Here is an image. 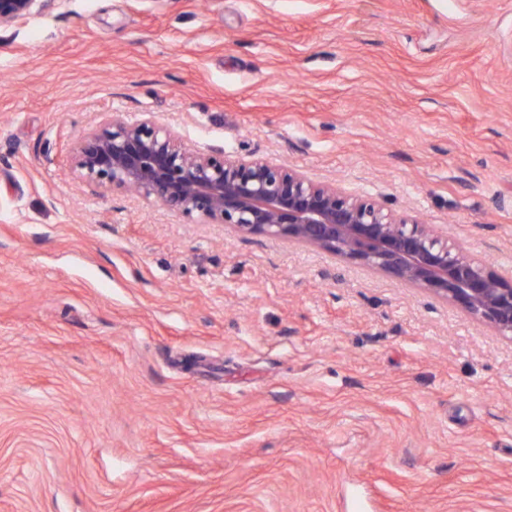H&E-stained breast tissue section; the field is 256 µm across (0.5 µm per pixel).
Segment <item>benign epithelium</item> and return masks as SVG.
I'll list each match as a JSON object with an SVG mask.
<instances>
[{
    "label": "benign epithelium",
    "mask_w": 512,
    "mask_h": 512,
    "mask_svg": "<svg viewBox=\"0 0 512 512\" xmlns=\"http://www.w3.org/2000/svg\"><path fill=\"white\" fill-rule=\"evenodd\" d=\"M62 0H0V27ZM77 181L142 199L245 235L287 239L337 254L427 290L512 339V279L470 258L429 224L395 216L372 198L347 196L303 173L258 159L188 148L145 112L109 116L72 148Z\"/></svg>",
    "instance_id": "obj_1"
}]
</instances>
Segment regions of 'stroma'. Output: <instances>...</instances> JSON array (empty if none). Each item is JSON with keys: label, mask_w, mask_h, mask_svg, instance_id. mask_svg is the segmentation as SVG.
Instances as JSON below:
<instances>
[{"label": "stroma", "mask_w": 512, "mask_h": 512, "mask_svg": "<svg viewBox=\"0 0 512 512\" xmlns=\"http://www.w3.org/2000/svg\"><path fill=\"white\" fill-rule=\"evenodd\" d=\"M512 273V0H64L0 28V512H512V340L72 174L106 115Z\"/></svg>", "instance_id": "obj_1"}]
</instances>
